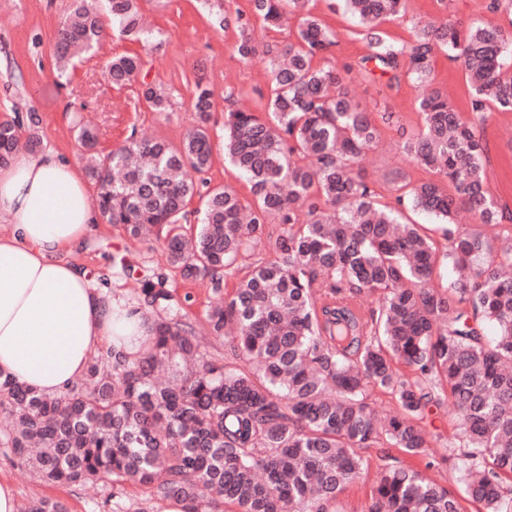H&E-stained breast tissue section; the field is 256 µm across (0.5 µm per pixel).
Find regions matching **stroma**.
<instances>
[{"mask_svg": "<svg viewBox=\"0 0 512 512\" xmlns=\"http://www.w3.org/2000/svg\"><path fill=\"white\" fill-rule=\"evenodd\" d=\"M491 0H406L401 17L384 21L380 29L386 39L407 43L426 22L441 19L464 26L496 22L512 25V12L492 10ZM71 0H0V121L33 117L32 133L40 139V151L52 150L83 167L77 141L79 125L98 132L97 150L107 154L121 145L130 132L145 139L162 138L181 145L196 124L191 107L195 78H204L214 91V111L209 124L213 163L196 181L200 189H235L250 199L249 183L224 158V108L226 95L236 106L262 111L270 95L271 73L266 57L241 60L234 51L238 32L234 26L220 27L225 9L248 10L249 0H141L140 8L153 29L162 33L157 45H144L111 34L90 58L78 63L66 77H59L53 57L55 35L70 12ZM307 10L336 36L330 58L337 66H351L349 82L363 104L372 109H389L398 128L417 132L422 125L416 98L420 87L409 78L388 85L386 78L365 76L355 65L368 52L359 29L338 0H309ZM139 54L144 62L140 74L145 81L173 91L168 111H152L139 95L137 85L112 87L106 65L112 57ZM430 79L463 115L470 116L471 89L460 63L446 52H436ZM512 129V110L489 105L483 135L487 145L486 189L500 207L512 211V141L503 135ZM396 130L384 132L381 142L362 155L358 169L370 182L383 203L392 202L394 189L429 177L427 171L403 157L395 147ZM123 255L133 264L166 276L174 302L196 326L205 332L207 311L220 298L208 280L187 279L168 261L162 242L130 239L122 226L96 223L82 243L69 255L85 271L93 286L106 288L112 296L131 300L133 280L114 274L112 258ZM456 416L450 405L430 409L423 426L432 436L426 455L410 457L389 444L364 450L366 473L339 494L340 512H368L373 480L386 459H394L459 496L464 512H483L482 503L465 497L458 480L457 459L463 447L456 435ZM0 481L10 483L18 501L57 498L69 512H129L130 506L145 505L151 512H167L166 504L154 500L150 490L125 484L121 495H113L112 483L101 479L79 486L44 484L31 466L11 461L0 453Z\"/></svg>", "mask_w": 512, "mask_h": 512, "instance_id": "stroma-1", "label": "stroma"}]
</instances>
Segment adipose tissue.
I'll return each instance as SVG.
<instances>
[{"mask_svg": "<svg viewBox=\"0 0 512 512\" xmlns=\"http://www.w3.org/2000/svg\"><path fill=\"white\" fill-rule=\"evenodd\" d=\"M0 371L46 395L83 375L115 337L134 335L124 308L66 258L98 218L78 170L52 152L0 165Z\"/></svg>", "mask_w": 512, "mask_h": 512, "instance_id": "obj_1", "label": "adipose tissue"}]
</instances>
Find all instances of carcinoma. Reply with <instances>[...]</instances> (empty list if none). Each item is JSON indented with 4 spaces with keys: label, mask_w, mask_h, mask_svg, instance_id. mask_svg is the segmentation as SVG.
Masks as SVG:
<instances>
[{
    "label": "carcinoma",
    "mask_w": 512,
    "mask_h": 512,
    "mask_svg": "<svg viewBox=\"0 0 512 512\" xmlns=\"http://www.w3.org/2000/svg\"><path fill=\"white\" fill-rule=\"evenodd\" d=\"M305 2L250 0L249 12L235 11L236 53L244 60L261 54L271 67L264 113L224 111V156L247 177L253 201L243 203L229 187L207 191L195 235L176 229L200 194L194 175L213 159V92L203 78L192 90L198 123L178 148L132 133L101 162L95 130L78 129L105 223L123 226L131 239L147 226L167 229L170 263L185 278L208 279L219 296L239 266L249 268L231 298L207 313L208 335L224 341L234 362L210 353L205 338L172 311L165 276L143 274L129 309L146 330L137 352L101 351L79 382L53 396L0 372V411L9 417L0 444L46 483L105 478L114 488L150 486L185 512H224L226 504L234 512H337L338 494L362 474L361 450L384 440L408 456L426 454L430 436L422 421L446 401L470 448L458 466L464 493L486 512H512V486H504L512 480V276L502 274L512 266V250L480 230L504 215L485 188L477 132L487 104L512 109V70L504 63L512 30L493 22L424 26L398 45L380 23L399 16L404 0H341L369 49L359 71L378 70L391 85L405 74L424 83L443 49L462 64L471 88L470 118L438 88L420 96L422 127L397 149L435 178L401 186L389 206L355 171L389 117L352 94V67L315 65L331 52L334 34L307 16L288 45L253 36L252 19L278 27L286 13L305 11ZM105 15L120 35L150 38L139 0H74L56 33L60 72L99 45ZM142 68L137 54L115 56L109 80L128 85ZM142 97L154 111L168 110L162 87L144 83ZM23 133L21 118L0 121V164ZM460 206L477 221L465 232L450 222ZM402 207L439 219L444 253L423 225L396 219ZM303 208L308 219L301 221ZM259 246L273 258L254 259ZM440 262L472 272L439 289ZM365 293L380 295L378 308L362 309ZM159 310L168 316H152ZM488 322L498 328L493 338ZM396 362L413 376L400 374ZM163 365L171 371L167 380L157 376ZM370 389L394 397L400 412L379 422L367 402ZM26 509L67 512L48 498ZM370 512L462 508L421 473L386 463Z\"/></svg>",
    "instance_id": "cac0c4a2"
}]
</instances>
